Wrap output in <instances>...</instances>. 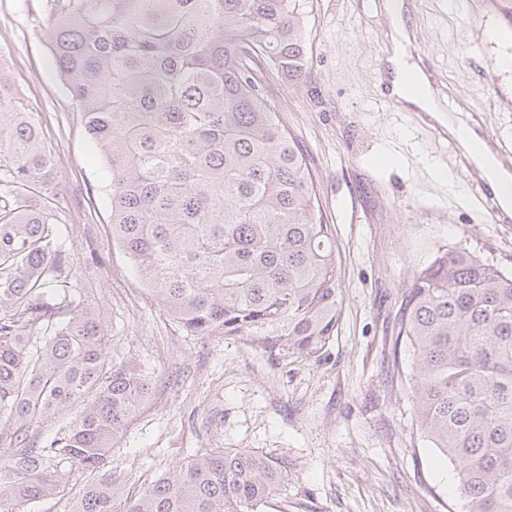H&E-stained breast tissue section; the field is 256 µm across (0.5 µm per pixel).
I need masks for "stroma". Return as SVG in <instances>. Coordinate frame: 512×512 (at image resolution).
Returning a JSON list of instances; mask_svg holds the SVG:
<instances>
[{
    "mask_svg": "<svg viewBox=\"0 0 512 512\" xmlns=\"http://www.w3.org/2000/svg\"><path fill=\"white\" fill-rule=\"evenodd\" d=\"M45 2L0 0V58L54 139L71 285L103 307L110 354L152 378L117 465L153 479L210 449L245 448L294 465L264 512H463L453 464L392 373L395 316L414 273L444 249L512 271V223H490L447 128L392 95L387 0H307L305 69L272 81L340 254L341 319L309 359L187 335L134 276L110 238L101 156L49 52ZM407 24L444 107L512 169V26L493 0H415Z\"/></svg>",
    "mask_w": 512,
    "mask_h": 512,
    "instance_id": "1",
    "label": "stroma"
}]
</instances>
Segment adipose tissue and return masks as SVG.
<instances>
[{
    "label": "adipose tissue",
    "mask_w": 512,
    "mask_h": 512,
    "mask_svg": "<svg viewBox=\"0 0 512 512\" xmlns=\"http://www.w3.org/2000/svg\"><path fill=\"white\" fill-rule=\"evenodd\" d=\"M393 50L387 61L390 65L391 91L397 100L419 111L431 113L436 120H447L448 131L458 138L462 148L484 173L498 197L503 211L512 210V171L502 167L489 144L457 116H445L430 82L420 67L410 62L405 52L407 30L401 16L393 18Z\"/></svg>",
    "instance_id": "adipose-tissue-1"
}]
</instances>
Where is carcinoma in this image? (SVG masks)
I'll list each match as a JSON object with an SVG mask.
<instances>
[{"instance_id": "1", "label": "carcinoma", "mask_w": 512, "mask_h": 512, "mask_svg": "<svg viewBox=\"0 0 512 512\" xmlns=\"http://www.w3.org/2000/svg\"><path fill=\"white\" fill-rule=\"evenodd\" d=\"M49 50L109 175L112 244L194 336L320 355L338 253L270 79L305 68L304 0H47ZM54 146L0 69V512H261L286 457L217 448L126 494L112 451L151 391L69 286ZM394 349L467 512H512V272L461 247L415 273ZM59 418L48 437L43 418Z\"/></svg>"}]
</instances>
